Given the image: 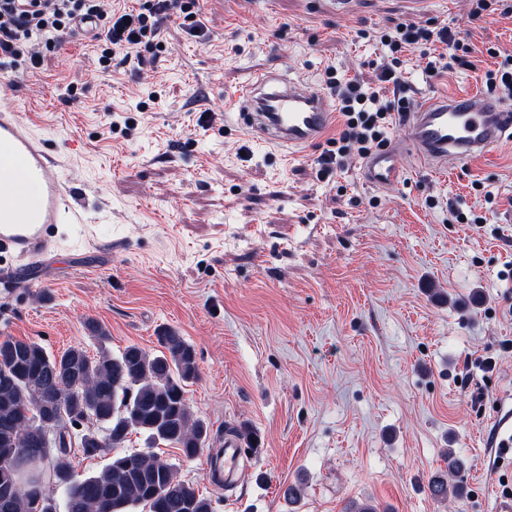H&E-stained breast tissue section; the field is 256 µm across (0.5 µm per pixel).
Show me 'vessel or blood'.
Returning <instances> with one entry per match:
<instances>
[{"instance_id":"1","label":"vessel or blood","mask_w":512,"mask_h":512,"mask_svg":"<svg viewBox=\"0 0 512 512\" xmlns=\"http://www.w3.org/2000/svg\"><path fill=\"white\" fill-rule=\"evenodd\" d=\"M25 72L0 71V251L37 259L50 251V230L86 217L63 160L37 134L21 96ZM232 124L249 140L298 156L319 143L336 122V102L321 90L280 74H260L232 98ZM406 146L388 145L364 157L361 175L385 189L405 177L403 152L441 168L469 165L512 142V108L477 92L426 98L409 112ZM38 279H21L17 267H0V297L19 288L36 291ZM244 438L224 437V476L238 471Z\"/></svg>"}]
</instances>
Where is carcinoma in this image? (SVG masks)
<instances>
[{
  "label": "carcinoma",
  "mask_w": 512,
  "mask_h": 512,
  "mask_svg": "<svg viewBox=\"0 0 512 512\" xmlns=\"http://www.w3.org/2000/svg\"><path fill=\"white\" fill-rule=\"evenodd\" d=\"M96 355L74 346L49 354L33 340H0V512H213L212 500L181 481L152 452H127L131 433L147 447L164 443L194 458L209 428L194 415L186 386L198 377L195 349L172 329L150 354L129 345L114 355L97 323ZM55 421L49 448L27 443L32 422ZM110 455L101 470L74 474L67 459ZM464 462L448 452V470L429 483L438 501L460 492Z\"/></svg>",
  "instance_id": "obj_1"
}]
</instances>
